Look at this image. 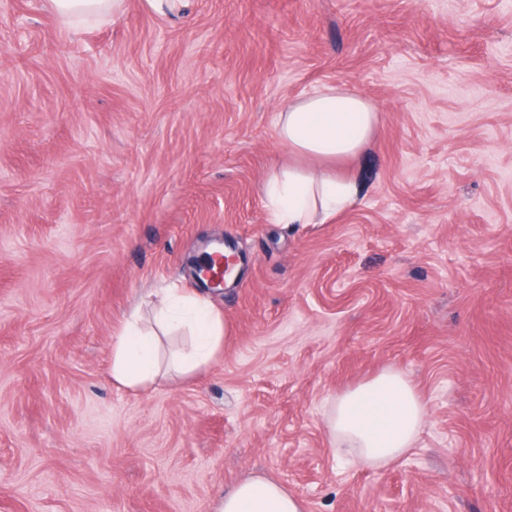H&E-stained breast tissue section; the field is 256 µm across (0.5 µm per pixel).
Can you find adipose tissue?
Segmentation results:
<instances>
[{
  "instance_id": "1",
  "label": "adipose tissue",
  "mask_w": 512,
  "mask_h": 512,
  "mask_svg": "<svg viewBox=\"0 0 512 512\" xmlns=\"http://www.w3.org/2000/svg\"><path fill=\"white\" fill-rule=\"evenodd\" d=\"M124 2L49 0L55 15L71 26L89 17L113 16ZM277 132L291 160L265 182L270 223L323 224L357 203L358 185L339 166L375 141L378 111L373 102L346 86L324 85L283 104ZM155 314L160 326L186 321L192 327V348L170 362L180 377H193L222 352L224 321L205 297L164 295ZM161 371L156 334L144 331L139 312H131L112 339L113 382L129 390H147L155 386ZM425 414L414 385L402 373L386 369L336 395L326 418L338 450L382 466L414 448ZM217 512H304V507L282 482L256 474L226 494Z\"/></svg>"
}]
</instances>
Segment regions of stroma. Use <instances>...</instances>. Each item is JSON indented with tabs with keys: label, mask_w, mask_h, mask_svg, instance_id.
<instances>
[{
	"label": "stroma",
	"mask_w": 512,
	"mask_h": 512,
	"mask_svg": "<svg viewBox=\"0 0 512 512\" xmlns=\"http://www.w3.org/2000/svg\"><path fill=\"white\" fill-rule=\"evenodd\" d=\"M379 108L357 204L272 224L281 104ZM240 255L223 292L202 247ZM206 293L218 359L133 393L112 339ZM426 407L388 466L328 401L383 369ZM305 512H512V0H144L73 29L0 0V512H216L249 475ZM193 0H145L154 13L168 18L180 17L192 8Z\"/></svg>",
	"instance_id": "obj_1"
}]
</instances>
